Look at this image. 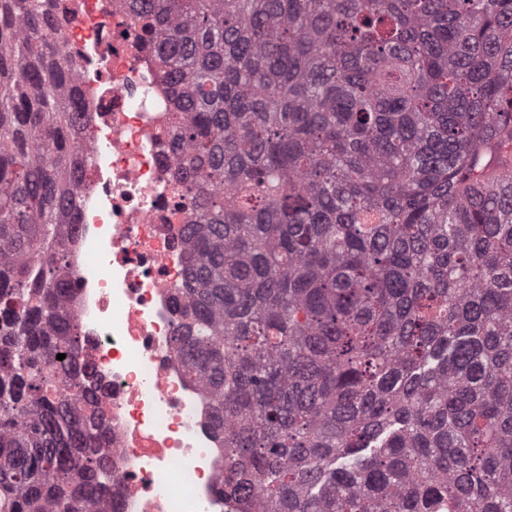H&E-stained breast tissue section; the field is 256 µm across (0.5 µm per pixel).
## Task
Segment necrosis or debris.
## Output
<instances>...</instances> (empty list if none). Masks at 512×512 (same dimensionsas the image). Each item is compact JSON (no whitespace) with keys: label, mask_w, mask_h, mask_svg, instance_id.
I'll use <instances>...</instances> for the list:
<instances>
[{"label":"necrosis or debris","mask_w":512,"mask_h":512,"mask_svg":"<svg viewBox=\"0 0 512 512\" xmlns=\"http://www.w3.org/2000/svg\"><path fill=\"white\" fill-rule=\"evenodd\" d=\"M88 119L64 232L78 359L95 367L112 474L104 512H247L225 496L212 398L173 349L188 286L169 101L127 0H43Z\"/></svg>","instance_id":"1"}]
</instances>
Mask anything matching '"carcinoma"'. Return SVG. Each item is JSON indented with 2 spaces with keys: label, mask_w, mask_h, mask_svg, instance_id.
<instances>
[{
  "label": "carcinoma",
  "mask_w": 512,
  "mask_h": 512,
  "mask_svg": "<svg viewBox=\"0 0 512 512\" xmlns=\"http://www.w3.org/2000/svg\"><path fill=\"white\" fill-rule=\"evenodd\" d=\"M4 1L0 512H102L63 288L82 110L42 0ZM129 6L183 146L175 353L212 394L224 494L512 512V0Z\"/></svg>",
  "instance_id": "carcinoma-1"
}]
</instances>
